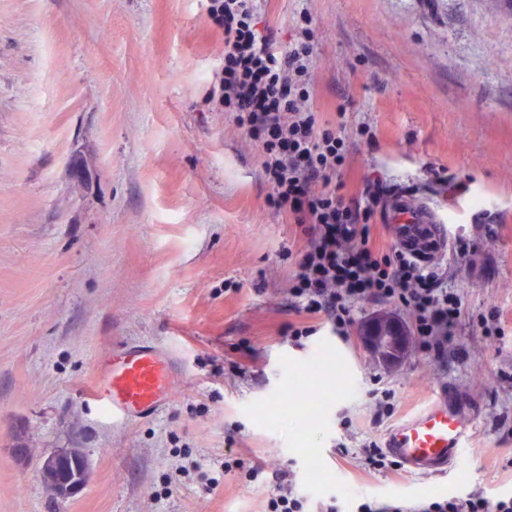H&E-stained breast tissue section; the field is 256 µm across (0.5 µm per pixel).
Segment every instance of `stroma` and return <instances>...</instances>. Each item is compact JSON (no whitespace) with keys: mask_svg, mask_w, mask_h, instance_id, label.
Here are the masks:
<instances>
[{"mask_svg":"<svg viewBox=\"0 0 512 512\" xmlns=\"http://www.w3.org/2000/svg\"><path fill=\"white\" fill-rule=\"evenodd\" d=\"M279 47H313L318 123L345 106V194L373 180L434 203L463 265V351L386 369L288 295L303 225L275 213L260 149L212 98L209 0H0V512H265L244 465L312 498L512 495V0H260ZM315 325L296 339L294 327ZM170 354L159 415L85 396L106 353ZM393 395L394 413L376 403ZM454 391L456 477L395 475L358 450ZM91 478L54 496L43 455Z\"/></svg>","mask_w":512,"mask_h":512,"instance_id":"1","label":"stroma"}]
</instances>
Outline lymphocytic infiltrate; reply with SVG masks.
<instances>
[{
  "mask_svg": "<svg viewBox=\"0 0 512 512\" xmlns=\"http://www.w3.org/2000/svg\"><path fill=\"white\" fill-rule=\"evenodd\" d=\"M257 9V0H210L211 16L224 31V68L213 94L259 144L273 207L309 229L290 277L293 306L343 337L361 302L400 303L420 350L447 364L449 352L459 349L463 293L438 270L376 245L367 225L386 193L382 181L351 197L339 194L334 180L345 164L342 126L317 125L300 83L311 50L300 40L278 49L273 31L258 28ZM357 512H512V496L471 492L412 504L364 497Z\"/></svg>",
  "mask_w": 512,
  "mask_h": 512,
  "instance_id": "1",
  "label": "lymphocytic infiltrate"
}]
</instances>
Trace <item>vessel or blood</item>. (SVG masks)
<instances>
[{
    "instance_id": "1",
    "label": "vessel or blood",
    "mask_w": 512,
    "mask_h": 512,
    "mask_svg": "<svg viewBox=\"0 0 512 512\" xmlns=\"http://www.w3.org/2000/svg\"><path fill=\"white\" fill-rule=\"evenodd\" d=\"M390 207L403 249L426 261L445 248L447 230L430 203L399 194ZM169 367L156 348L131 347L105 365L87 395L113 418L134 422L171 401ZM468 436L456 407L435 401L390 432L389 451L413 473L438 475L456 469Z\"/></svg>"
}]
</instances>
